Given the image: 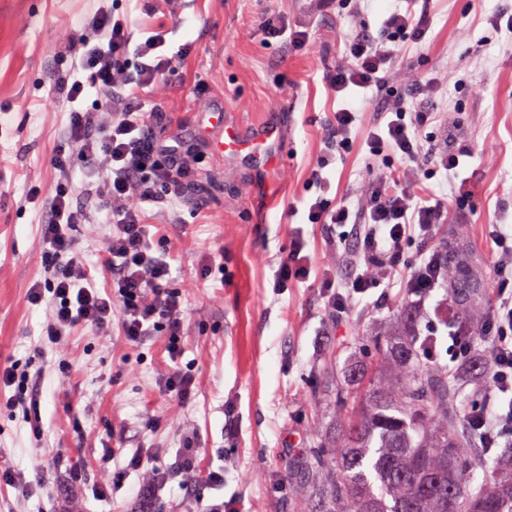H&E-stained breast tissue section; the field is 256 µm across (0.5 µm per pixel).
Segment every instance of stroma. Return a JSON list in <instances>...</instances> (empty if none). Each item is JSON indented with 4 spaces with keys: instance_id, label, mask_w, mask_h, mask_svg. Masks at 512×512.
I'll return each mask as SVG.
<instances>
[{
    "instance_id": "obj_1",
    "label": "stroma",
    "mask_w": 512,
    "mask_h": 512,
    "mask_svg": "<svg viewBox=\"0 0 512 512\" xmlns=\"http://www.w3.org/2000/svg\"><path fill=\"white\" fill-rule=\"evenodd\" d=\"M108 6L135 30L162 24L171 46L191 47L145 96L171 117L190 151L205 154L194 188L177 205L148 206L159 227L151 252L164 255L183 301L181 354L170 358L161 330L136 345L116 327L40 343L47 308L30 305L27 292L44 278L43 202L56 190L49 157L65 141L71 107L109 119L94 91L74 106L66 98L77 77L70 45L96 2L0 0V365L27 363L28 396L41 425L33 435L22 410L0 411V471L26 479L0 486V512H199L222 501L236 512H297L293 460L310 426L327 442L341 438L333 397L315 395L322 348L340 346L339 369L348 371L380 325L403 315L407 299L399 280L384 275L332 316L321 274L347 276L354 253L336 246L340 227L302 224L289 209L312 198L308 176L343 101H354L359 114L348 148L323 175L337 196L351 200L410 168L390 152H369L367 135L385 107L397 101L439 113L422 132L430 153L419 167H432L444 153L463 159L458 175L441 169L428 182L448 208L436 243L447 244L449 226L462 228L459 259L496 281L499 254L489 227L512 226V29L499 22L512 15V0H426L424 43L402 42L380 83L339 96L324 76L344 63L348 39L377 35L391 12L405 9L404 0H169L155 15L136 0ZM269 17L305 32L304 45L265 38L261 24ZM420 76L436 82L434 97L413 96L411 82ZM217 109L248 131L278 128L282 161L214 151L206 114ZM464 178L472 195L460 207L455 191ZM34 192L39 202H30ZM199 195L207 199L201 211ZM90 210L91 223L75 225L73 237L103 290L112 282L99 261L110 217ZM298 228L313 269L308 280L279 290L274 275ZM177 372L195 380L185 404L163 390ZM189 446L199 450L192 485L175 470ZM139 448L151 456L142 469H129ZM260 467L271 473L270 484L248 480ZM73 470L81 480L70 478ZM212 471L223 472V485L208 484ZM156 472L170 475L159 492L148 480Z\"/></svg>"
}]
</instances>
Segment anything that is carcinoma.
Returning a JSON list of instances; mask_svg holds the SVG:
<instances>
[{"label":"carcinoma","instance_id":"cac0c4a2","mask_svg":"<svg viewBox=\"0 0 512 512\" xmlns=\"http://www.w3.org/2000/svg\"><path fill=\"white\" fill-rule=\"evenodd\" d=\"M454 309L473 328L489 316L488 285L474 268L446 256ZM419 323L407 319L394 341L377 346V366L349 374L357 403L341 408L342 441L309 439L295 467L323 512H512V473L492 466L473 487L472 459L483 453L468 433L461 387L448 366L423 360Z\"/></svg>","mask_w":512,"mask_h":512}]
</instances>
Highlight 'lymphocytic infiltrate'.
<instances>
[{
	"label": "lymphocytic infiltrate",
	"instance_id": "obj_1",
	"mask_svg": "<svg viewBox=\"0 0 512 512\" xmlns=\"http://www.w3.org/2000/svg\"><path fill=\"white\" fill-rule=\"evenodd\" d=\"M404 11L393 12L376 37L358 35L348 45L346 66L329 70L327 85L337 93L349 87L380 82L400 38L423 42L427 15L418 12L419 0H406ZM86 35L73 47L79 79L67 91L77 101L86 89L98 95L101 107L110 113L105 126H96L90 113L71 109L66 147L58 148L49 164L58 176L56 194L46 202L47 217L40 230V249L45 278L27 293L30 305H47L49 318L41 332L45 344L59 340L80 326L106 330L120 321L126 341L139 343L154 328L168 336V351L178 357L184 334L182 301L170 286V266L163 257L151 255V224L145 204L158 202L162 191L188 181L193 168L187 162L181 134L167 130L166 115L158 108H145L144 89L153 87L190 52L189 45L168 50L162 30L135 34L127 16L99 6L85 22ZM136 56L135 74L127 72L128 56ZM357 110L352 102L333 112L327 123V151L312 167L309 182L316 197L304 207L308 224L351 225L355 253L362 265L348 280L323 273L331 313H344L349 299L377 287V273L397 276L407 298L424 306L433 292L444 287L441 253L434 243L444 207L435 201L426 185L430 170L417 172L413 189L400 183L374 186L363 200L351 203L330 196L323 169L345 148ZM435 113L407 111L398 106L381 114L367 137L370 153L388 150L408 162L424 153L422 127L435 120ZM80 155L92 175L86 191L96 207L109 209L112 233L101 265L111 267L112 286L102 292L74 255L71 231L84 223L82 210L70 203L69 174L72 155ZM506 261L495 287V301L482 327L491 345L484 356L488 377L483 395L465 411L470 430L484 447L512 442V233L497 226L490 233ZM425 244L419 263L408 264L406 247L414 240ZM473 332L456 319L447 326L428 323L425 353L430 361L447 355L448 370L462 372L470 366L475 348Z\"/></svg>",
	"mask_w": 512,
	"mask_h": 512
}]
</instances>
